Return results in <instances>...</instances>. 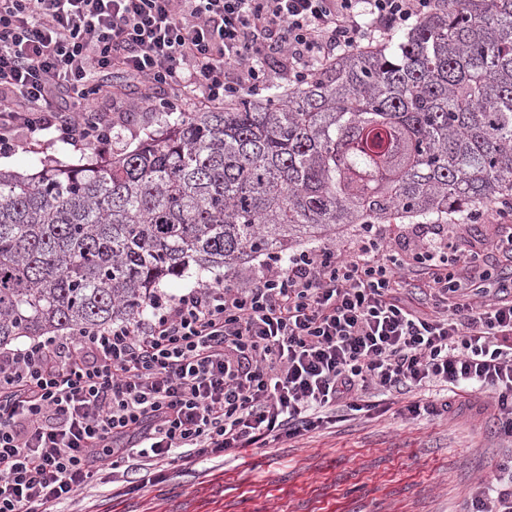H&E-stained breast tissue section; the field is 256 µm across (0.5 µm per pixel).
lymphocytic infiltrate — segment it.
I'll return each mask as SVG.
<instances>
[{"instance_id": "obj_1", "label": "lymphocytic infiltrate", "mask_w": 512, "mask_h": 512, "mask_svg": "<svg viewBox=\"0 0 512 512\" xmlns=\"http://www.w3.org/2000/svg\"><path fill=\"white\" fill-rule=\"evenodd\" d=\"M435 0H0V156L45 134L112 146L105 98L130 83L220 105L392 35ZM281 59L269 67L268 56ZM426 270L425 302L404 292ZM485 251L433 230L412 255L382 240L273 257L247 284L157 296L132 322L0 352V512H53L100 473L117 495L177 462H211L407 397L411 416L483 411L512 438V288L488 287ZM452 400L424 398L429 388ZM463 512H512V454Z\"/></svg>"}]
</instances>
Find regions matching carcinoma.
Listing matches in <instances>:
<instances>
[{
	"label": "carcinoma",
	"instance_id": "1",
	"mask_svg": "<svg viewBox=\"0 0 512 512\" xmlns=\"http://www.w3.org/2000/svg\"><path fill=\"white\" fill-rule=\"evenodd\" d=\"M40 165L0 171V347L134 321L191 263L467 219L512 201V0H436L302 85L164 112L104 162Z\"/></svg>",
	"mask_w": 512,
	"mask_h": 512
}]
</instances>
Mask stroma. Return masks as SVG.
<instances>
[{"label":"stroma","instance_id":"stroma-1","mask_svg":"<svg viewBox=\"0 0 512 512\" xmlns=\"http://www.w3.org/2000/svg\"><path fill=\"white\" fill-rule=\"evenodd\" d=\"M99 108L121 114L114 150L135 149L157 128L150 110L126 112L108 100ZM40 160L79 165L98 157L57 143L39 151L19 149L0 159V169L31 174ZM259 264L253 257L231 273L192 265L164 280L158 291L179 296L230 274L243 282ZM511 446L494 420L476 408L409 420L378 407L346 412L327 429L206 468L175 464L162 482L120 498L98 481L84 504L93 512H459Z\"/></svg>","mask_w":512,"mask_h":512}]
</instances>
